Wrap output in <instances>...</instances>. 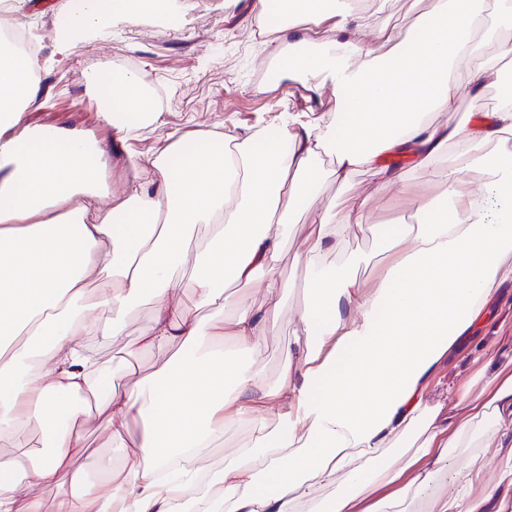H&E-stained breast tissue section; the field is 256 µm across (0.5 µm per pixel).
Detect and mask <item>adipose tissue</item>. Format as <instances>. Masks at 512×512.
Masks as SVG:
<instances>
[{"label":"adipose tissue","mask_w":512,"mask_h":512,"mask_svg":"<svg viewBox=\"0 0 512 512\" xmlns=\"http://www.w3.org/2000/svg\"><path fill=\"white\" fill-rule=\"evenodd\" d=\"M386 8L257 0L259 28L307 32L283 78L331 87L340 115L296 112L242 139L170 137L141 163L134 191L113 197L99 142L51 127L8 137L41 87L30 67L0 57V512H187L183 491L201 476L219 490L202 512H298L336 484L324 512H512V480L482 483L486 447L512 468V368L494 374L482 400L459 396L450 414L429 403L460 336L512 281V100L478 123L456 111L462 90L480 98L512 66V0H431L408 30H380L364 45L368 19ZM111 21L112 0H75L60 50ZM84 82L117 131L158 121L136 72L90 71ZM394 155L437 176L440 195L384 166ZM363 170L376 191L408 197L410 212L375 225L385 260L369 285L326 262L362 226L364 204L323 208L296 255L307 297L297 337L269 386L219 343L265 342L286 302L275 265L289 224L325 183L350 186ZM185 266L215 322L184 308ZM228 281L262 285L269 300L225 312ZM147 297L150 318L124 339V314ZM92 339L166 361L152 382L104 389L109 363L87 356ZM88 395L111 442H124L131 417L147 418L140 445L151 464L116 471L101 456L96 477L75 469L84 443L70 422ZM32 423L44 447L19 456ZM234 424L245 433L214 467L208 450ZM457 448L473 454L467 487L452 496ZM63 476L50 500L27 499L29 485Z\"/></svg>","instance_id":"obj_1"}]
</instances>
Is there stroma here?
<instances>
[{
    "mask_svg": "<svg viewBox=\"0 0 512 512\" xmlns=\"http://www.w3.org/2000/svg\"><path fill=\"white\" fill-rule=\"evenodd\" d=\"M20 24L45 31L35 67L41 85V100L23 114L19 131L45 126L83 132L105 146V174L115 193L133 190L136 181L132 160H146L172 133L185 134L198 128L218 129L228 136H244L263 126L287 120L289 113L305 112L320 106L336 112L331 92L321 100L311 99L298 82L279 81V62L269 55L266 40L256 39L253 24L255 0H176L180 25L169 27L149 18L134 21L119 17L111 28L89 35L71 48L66 58L56 54L57 30L62 24L69 0H13ZM138 72L160 102L156 124L129 133L107 127L99 104L87 92L83 75L90 70L106 73L115 68ZM371 172L356 175L353 184L341 188L327 184L321 206L339 207L367 200L364 228L345 242L344 251L359 256L352 272L359 279L373 282L383 261L369 231L370 225L397 221L406 212L407 200L396 192L374 195ZM315 211L300 215L285 237L276 263L279 278L288 283L287 304L266 343L244 354L242 360L260 371L268 385H275L284 361V347L294 339L298 312L305 302L300 286L303 271L294 262L312 224ZM491 316L461 337L453 356L440 369L441 382L432 391L433 402L451 408V395L468 390L481 396L492 377L493 366L512 367V349L498 347L502 336H512V282L494 294ZM496 346L492 366L477 361L481 347ZM101 358L111 361L112 369L104 382L127 384L151 378L162 360L151 352L131 360L121 343L99 347ZM145 430L141 417L130 421L124 444H110L96 427L85 431L86 451L75 461L76 468L91 472L99 456H111L115 467H123L132 456Z\"/></svg>",
    "mask_w": 512,
    "mask_h": 512,
    "instance_id": "stroma-1",
    "label": "stroma"
}]
</instances>
